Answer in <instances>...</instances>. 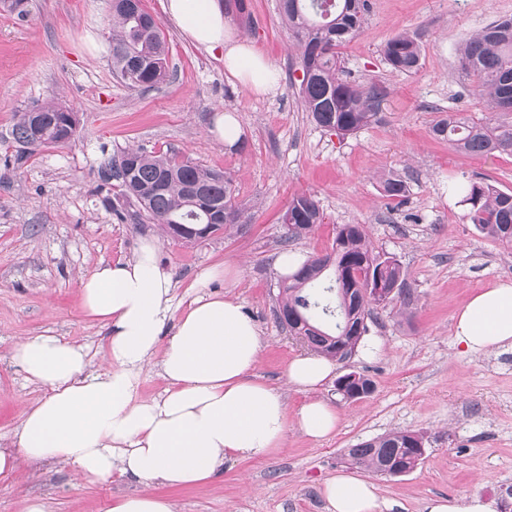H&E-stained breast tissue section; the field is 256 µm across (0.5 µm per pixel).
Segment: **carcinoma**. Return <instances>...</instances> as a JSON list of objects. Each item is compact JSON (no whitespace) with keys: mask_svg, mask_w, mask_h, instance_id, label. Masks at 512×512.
<instances>
[{"mask_svg":"<svg viewBox=\"0 0 512 512\" xmlns=\"http://www.w3.org/2000/svg\"><path fill=\"white\" fill-rule=\"evenodd\" d=\"M281 13L295 38L302 79L299 96L305 110L322 128L353 134L380 120L387 89L361 86L342 77L336 49L362 30L368 0H280ZM383 58L392 72L412 74L420 67L419 35L400 33L388 39ZM461 67L477 79L480 93L501 118L487 124L450 112L431 128L434 138L448 141L471 156L512 152V19L496 21L472 36L460 49ZM112 68L129 88H150L168 77L167 47L159 23L141 8V0L112 5ZM19 145L13 164L21 167L30 146L63 147L78 136L73 112L57 105L35 106L20 113L11 131ZM101 186L117 180L134 214L159 226L174 241L196 242L244 227L233 179L222 170L202 168L144 148H130L119 160L97 169ZM388 197L406 194V182L392 172L383 181ZM470 220L486 236L512 243V192L485 179L458 187ZM284 241L310 234L322 223L318 202L311 196L292 198L281 216ZM399 284L401 303H411L404 289L401 265L392 256L374 252L365 225L343 224L332 251L312 256L279 282L278 319L293 328L295 314L309 322L304 330L308 348L342 361L366 332L361 321L379 302L368 295L377 282ZM424 435L395 431L348 450L350 464L386 475L408 473L418 465L414 449Z\"/></svg>","mask_w":512,"mask_h":512,"instance_id":"obj_1","label":"carcinoma"}]
</instances>
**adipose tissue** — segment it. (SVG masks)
<instances>
[{
    "mask_svg": "<svg viewBox=\"0 0 512 512\" xmlns=\"http://www.w3.org/2000/svg\"><path fill=\"white\" fill-rule=\"evenodd\" d=\"M169 18L229 73L256 92L272 89L273 68L252 45L233 40L221 0H165ZM82 310L108 331L103 371L90 368L83 346L51 335L18 341L12 361L45 393L25 407L13 445L0 448V474L19 462L72 466L88 483L112 475L169 487L210 480L224 461L263 458L283 448L289 422L318 440L338 415L310 398L289 415L283 393L255 373L262 344L257 326L225 296L192 299L173 309V279L159 245L143 240L132 259L99 265L81 281ZM453 332L472 353L512 348V284L473 294L457 312ZM157 367L167 386L137 396L140 378ZM327 358L289 362L286 381L312 393L333 373ZM332 512H376L375 487L356 473L323 484Z\"/></svg>",
    "mask_w": 512,
    "mask_h": 512,
    "instance_id": "adipose-tissue-1",
    "label": "adipose tissue"
}]
</instances>
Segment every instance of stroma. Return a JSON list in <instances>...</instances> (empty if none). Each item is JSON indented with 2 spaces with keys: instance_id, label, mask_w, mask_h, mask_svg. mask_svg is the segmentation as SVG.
<instances>
[{
  "instance_id": "stroma-1",
  "label": "stroma",
  "mask_w": 512,
  "mask_h": 512,
  "mask_svg": "<svg viewBox=\"0 0 512 512\" xmlns=\"http://www.w3.org/2000/svg\"><path fill=\"white\" fill-rule=\"evenodd\" d=\"M162 2L142 0V7L161 24L171 76L137 90L112 71L110 0H32L23 18L0 9V448L8 447L23 405L44 393L13 364L15 343L58 336L86 346L94 368H106V331L83 313L80 281L99 264L131 258L152 237L180 302L196 296L203 270H233L206 290L234 299L258 326L255 372L285 388L288 411L296 413L309 396L286 389L285 371L305 348L275 314L278 258L285 250L329 252L337 226L362 224L371 247L399 261L413 302L377 308L363 347L316 390L339 413L336 431L313 440L292 422L275 455L227 461L200 485L152 490L175 512H330L323 482L347 471L349 448L409 430L425 436L424 458L404 475L369 474L377 512H425L430 499L475 492L504 512L501 492L512 485V350L465 352L453 322L473 293L512 282V244L485 237L453 188L482 176L512 192V154L467 156L430 129L448 112L492 120L475 78L461 70L459 49L512 17V0H370L362 31L338 57L348 80L381 84L387 98L379 123L345 137L316 126L301 105L297 52L279 0H246L247 15L226 14L278 72L279 86L267 94L240 84L222 58L178 30ZM402 32L420 36L421 66L408 75L382 60L384 43ZM44 102L77 113L78 138L34 148L21 168L5 166L17 148V112ZM220 112L243 126L237 151H225L211 133ZM136 146L229 172L247 226L186 243L161 237L150 222L134 223L119 184L100 186L97 169ZM392 171L407 182L404 198L382 190ZM301 194L317 200L322 222L282 245L280 216ZM106 197L112 208L103 206ZM352 371L373 380L367 398L337 392V377ZM141 488L125 478L89 484L61 464L23 463L0 476V512H24L34 498L50 512H106L115 496Z\"/></svg>"
}]
</instances>
